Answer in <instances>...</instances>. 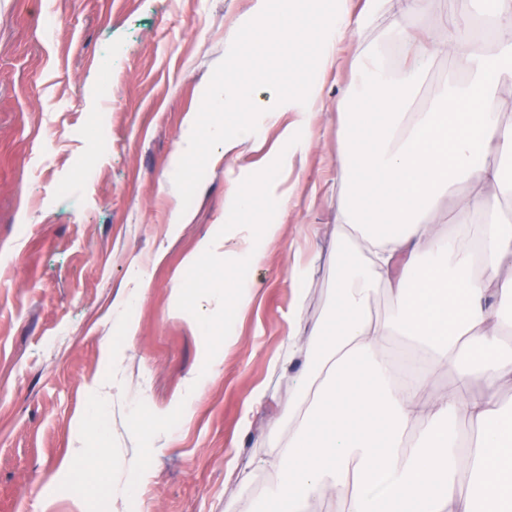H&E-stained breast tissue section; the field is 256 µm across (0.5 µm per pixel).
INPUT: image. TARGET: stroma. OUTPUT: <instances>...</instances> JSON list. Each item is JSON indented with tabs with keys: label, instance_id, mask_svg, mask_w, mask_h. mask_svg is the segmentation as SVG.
<instances>
[{
	"label": "stroma",
	"instance_id": "1",
	"mask_svg": "<svg viewBox=\"0 0 512 512\" xmlns=\"http://www.w3.org/2000/svg\"><path fill=\"white\" fill-rule=\"evenodd\" d=\"M251 0H0V512H258L288 437L302 361H283L292 267L307 270L303 318L327 317L336 289L337 130L361 83L358 50L386 51L393 19L351 28L320 77L311 144L283 172L292 204L253 214L277 225L237 338L211 331L224 364L203 363L205 304L175 303L184 259L224 223L225 193L276 164L280 127L256 121L235 160L202 158L196 187H165L201 88L229 53ZM314 49L265 51L243 80L256 99L288 90ZM112 86L101 96L98 76ZM109 113L106 143L97 126ZM190 214L169 226L173 210ZM153 264L125 338L112 302L132 259ZM203 380L189 394L191 377ZM101 405L100 431L82 416ZM93 469L74 463L77 450ZM128 486L125 497L114 488Z\"/></svg>",
	"mask_w": 512,
	"mask_h": 512
}]
</instances>
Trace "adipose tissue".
<instances>
[{
	"label": "adipose tissue",
	"instance_id": "obj_1",
	"mask_svg": "<svg viewBox=\"0 0 512 512\" xmlns=\"http://www.w3.org/2000/svg\"><path fill=\"white\" fill-rule=\"evenodd\" d=\"M495 38L493 52L460 24L453 10L436 0H366L351 17L349 0L302 21L293 6L271 20L269 0H254L249 34L235 45L240 63L257 46L271 50L314 43L316 71L337 61L351 25H369L392 11L393 41L406 59L391 72L381 55L364 54V80L350 100L351 117L340 136L343 155L336 178L348 199L336 220V294L332 314L309 327L307 341L289 339L286 362L302 358L306 367L288 400V440L267 466L275 475L266 497L276 512H307L309 502L334 491L342 512H512V412L500 399L512 387V340L504 336L502 311L512 307V224L483 225L480 253L443 235L438 223L442 195L459 184L458 200L467 214L484 213L490 201L512 196V131L499 124L500 92L512 87V0H481ZM439 11L444 37L415 40L405 18ZM462 62L468 78L448 77L437 107L411 112L413 99L432 64ZM300 95H275L251 102L238 72L226 71L205 85L203 109L184 121L171 163L181 180L205 146L230 154L250 138L205 113L260 112L274 124L287 112L307 118L319 101L316 82ZM270 197L277 209L289 199L278 179L264 175L250 190H231L226 211L242 215L253 195ZM273 224L240 225L236 233L218 226L186 257L196 268L219 252L240 263L261 262L275 238ZM151 286L150 266L134 261L128 282L113 304L123 335L136 326L130 308ZM392 298L386 316L369 309L377 288ZM253 288L245 281L213 279L206 300L223 302L225 318L249 305ZM413 340L424 360L406 381L380 353L391 337ZM318 356H311V347ZM444 367L454 387L433 391L432 370ZM468 424L473 440L459 432ZM468 452L471 481L459 478L461 452Z\"/></svg>",
	"mask_w": 512,
	"mask_h": 512
}]
</instances>
